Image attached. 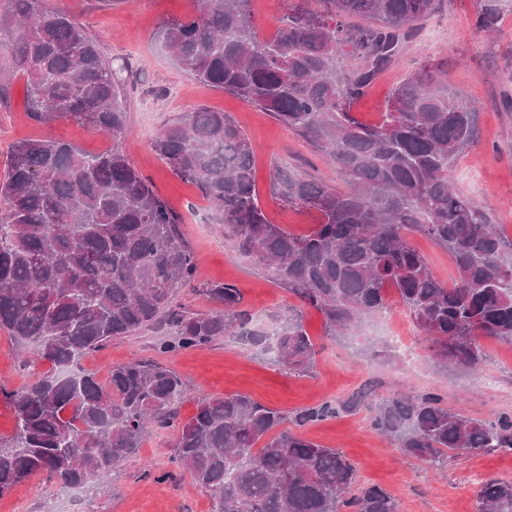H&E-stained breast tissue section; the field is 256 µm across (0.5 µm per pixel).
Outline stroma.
Listing matches in <instances>:
<instances>
[{
  "label": "stroma",
  "mask_w": 512,
  "mask_h": 512,
  "mask_svg": "<svg viewBox=\"0 0 512 512\" xmlns=\"http://www.w3.org/2000/svg\"><path fill=\"white\" fill-rule=\"evenodd\" d=\"M49 3L80 15L89 34L101 38L107 57L128 64L132 75L125 81L130 131L126 151L154 191L181 217L185 239L196 256L197 281L239 288L245 308L267 325L298 306V299L276 283L271 268L232 251L223 225L198 188L174 175L153 143L183 111L207 107L231 114L256 149L262 209L271 222L296 233L307 232L315 215L281 204L273 190L275 169L285 167L341 190L348 187L345 175L267 113L198 83L171 59L159 27L190 13L192 0H122L107 10L98 0ZM479 3L445 0L440 13L425 22L418 39L406 46L399 65L377 79L354 112L362 122L378 121L391 90L408 74L428 64L446 63L449 88L479 108V137L452 167L454 188L486 208L493 223L512 237V110L503 107L504 98L512 97V82L507 79L512 66L505 62L512 52V7L504 10L500 33L490 38L473 26ZM48 135L87 153L113 145L112 139L72 120L49 127L38 124L27 114L23 80H15L7 104H0V177L6 172L13 142ZM389 311V316L365 317L350 331L330 336L322 315L304 309L303 323L318 351L314 369L306 375L288 372L237 336L160 354L156 343L167 334L163 327L112 340L86 356L84 366L103 379L113 365L161 360L189 390L179 406L184 419L195 413L202 396L245 394L292 416L326 401H340L365 386L377 397L394 391L435 392L449 409L479 420L512 414V344L484 341L486 361L478 372L445 366L398 299H391ZM14 353L13 342L0 332V389H21L49 368L45 362L23 366ZM299 432L343 452L355 464L359 483L387 490L397 499L399 512H477L476 491L484 480H512V453H463L449 460L444 473L435 474L377 435L365 410L308 423ZM176 439L172 430L151 432L136 455L113 469L109 490L88 502L85 512H214V500L173 463ZM61 497L52 479L42 473L0 498V512H17L22 503L27 512H44L47 501Z\"/></svg>",
  "instance_id": "stroma-1"
}]
</instances>
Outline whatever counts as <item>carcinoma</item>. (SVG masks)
<instances>
[{"label": "carcinoma", "mask_w": 512, "mask_h": 512, "mask_svg": "<svg viewBox=\"0 0 512 512\" xmlns=\"http://www.w3.org/2000/svg\"><path fill=\"white\" fill-rule=\"evenodd\" d=\"M5 2L0 30L11 33L12 69L0 72V100L19 78L35 121L74 119L126 137L119 73L128 67H113L79 17L47 0ZM193 3L192 13L161 26L177 64L272 115L349 184L333 189L278 170V199L317 216L307 232H291L261 209L254 147L233 118L206 108L181 113L153 148L199 187L232 250L271 266L281 287L323 316L331 336L388 309L393 290L445 364L478 371L481 340L512 344V238L452 185L454 162L477 140L476 104L448 91L438 64L400 82L377 123L352 112L443 0H301L269 39L258 36L251 0ZM500 24V0H482L475 28L492 35ZM411 233L448 251L458 271L453 287L434 276ZM195 266L179 219L120 145L98 154L50 137L13 145L0 183V332L20 362L53 369L0 393L16 420L15 433L0 438V498L44 472L65 488L99 492L152 427L176 430L173 462L213 497L215 512H399L382 487L355 488L356 469L341 452L280 429L285 415L260 401L202 397L182 420L185 386L164 364L114 365L105 383L81 366L112 340L164 324L171 333L156 344L161 353L243 336L290 372L313 369L316 345L301 311L277 318L270 345L242 309L239 289L197 283ZM183 288L216 308L174 306ZM370 395L361 389L294 421L356 411ZM370 426L435 470L466 451H512V418L474 419L432 393H392L374 406ZM477 501V512H512V480L485 481Z\"/></svg>", "instance_id": "obj_1"}]
</instances>
